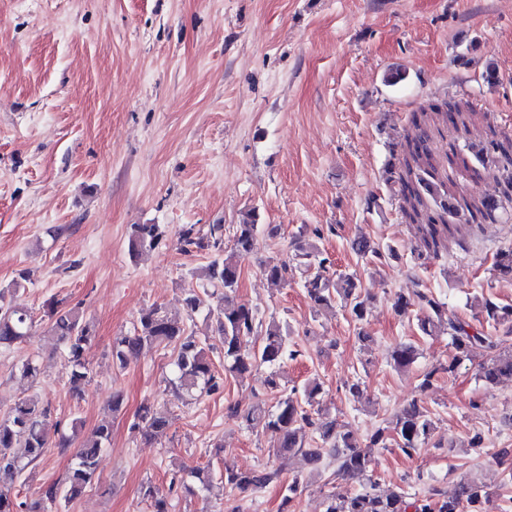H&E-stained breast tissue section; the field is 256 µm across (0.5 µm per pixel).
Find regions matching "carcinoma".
Here are the masks:
<instances>
[{
    "label": "carcinoma",
    "mask_w": 512,
    "mask_h": 512,
    "mask_svg": "<svg viewBox=\"0 0 512 512\" xmlns=\"http://www.w3.org/2000/svg\"><path fill=\"white\" fill-rule=\"evenodd\" d=\"M427 118L426 111L413 113L410 130L404 137L400 153L395 162L388 164L386 173L388 180L400 187L402 211L407 221L417 225L420 247L436 255L447 248L451 230L471 224L497 222L501 213L502 190L484 194L478 199H464L451 193L447 184L453 182V178L441 174L439 167L432 162ZM465 147V156L478 166L484 167L490 162L502 165L507 175L506 181L512 184V138L502 137L492 130L484 137L467 141ZM433 205L444 212L453 211V223H432L430 213ZM264 232V225L259 223L258 209L253 207L235 225L234 248L227 256L223 255L222 224L209 225L204 234L196 225H187L181 229L180 239L183 251L187 253L192 246L217 253L208 266V277L212 287L221 288L223 292L217 305L208 310L206 319L215 324L216 332L222 336L224 370L244 379L265 366L269 369L265 385L277 390L280 388L277 368L284 359L295 356V352L288 349V327L276 321L268 323L264 342L256 346L251 338L260 323L257 311L234 300L241 262L253 253ZM161 237L162 232L156 224L131 225L128 236L130 257L137 260L152 252L158 247ZM352 249L362 259L380 258L384 252L395 255L392 246L372 242L363 235L353 240ZM327 262L329 259L323 256L316 243L299 239L295 243L293 263L272 258L264 264L263 273L271 282L286 283L292 269H299L304 275L303 288L314 313L340 306L354 320H364L369 295L360 279L350 273L329 272ZM494 271L503 278L512 277V247L496 253ZM413 306L423 313L418 324L422 335L446 334L450 338L455 354L448 362V371H453L469 359L475 347L485 344L495 354L481 365L480 378L487 385L496 384L503 378H512V350H498L501 341L493 340L448 314L445 303L432 295L420 291L409 294L403 290L395 294L392 307L396 315L406 314ZM481 309L488 322L512 324V306H501L486 299L481 303ZM48 319L46 333L64 343L71 363L70 388L79 394L89 381L84 350L92 339L93 325L80 307L65 308L57 301L49 303ZM35 333V322L28 310L0 303V348H10L33 337ZM146 344L173 347L171 382L187 396H207L224 389V377L215 371L202 340L186 325L167 316L160 306L142 313L133 334L115 338L112 342V363L124 366L128 357L140 352ZM417 355L415 345L399 343L391 351V360L396 369L404 370L415 362ZM18 371L21 379L32 384L41 375V369L33 359L23 361ZM320 393L321 384L313 379L304 386L300 398L293 389L280 396L273 406L259 402L243 413L235 407L229 408V412L241 417L247 427L258 428L269 434L277 456L295 457L302 464L313 467L326 454L336 464V473L342 479L362 484L363 490L350 495L334 491L329 493L324 512H490L487 505L492 493L474 478L458 482L449 496L436 489L415 496L400 487L389 491L377 489L372 468L375 453L394 446L410 457L428 441L433 432L432 418L417 402L405 406L388 425L376 427L367 435L365 444L361 445L348 430L338 429L336 420H314L307 407L313 406ZM307 427H313L319 433L322 441L320 447H306L301 432ZM134 429L148 439H160L168 429L167 415L145 404L138 411ZM52 430L57 432L59 428L51 424L48 405L38 396L32 395L16 402L0 416V471L21 475L26 465L19 462L11 449L17 446L24 448L28 463H34L46 454L49 432ZM110 439V425L102 423L96 426L76 444L74 459L62 486H47L39 491L38 498L34 500H21L0 488V512H50V508L62 500L69 503L80 497L92 485L100 452ZM189 474L197 481L199 491H210L213 484L210 470L193 468ZM220 478L224 488L230 492H258L281 482V470L273 467L262 471L240 470L226 465ZM302 480L303 471L299 470L288 483L280 512H290L293 495Z\"/></svg>",
    "instance_id": "1"
}]
</instances>
